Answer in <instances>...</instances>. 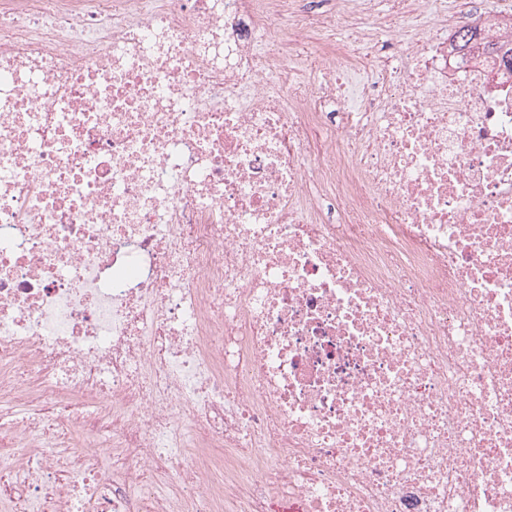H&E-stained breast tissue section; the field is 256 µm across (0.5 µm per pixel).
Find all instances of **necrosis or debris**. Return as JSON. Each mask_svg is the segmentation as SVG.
Here are the masks:
<instances>
[{
  "label": "necrosis or debris",
  "mask_w": 512,
  "mask_h": 512,
  "mask_svg": "<svg viewBox=\"0 0 512 512\" xmlns=\"http://www.w3.org/2000/svg\"><path fill=\"white\" fill-rule=\"evenodd\" d=\"M323 2L0 0L6 512H512V23ZM476 23H478V19L475 16H462L460 20L455 19L453 23L448 25L449 33L458 28L452 39L455 43V50L457 53H460V55H467L473 45V41L477 38L478 31L476 26L469 25Z\"/></svg>",
  "instance_id": "1"
}]
</instances>
